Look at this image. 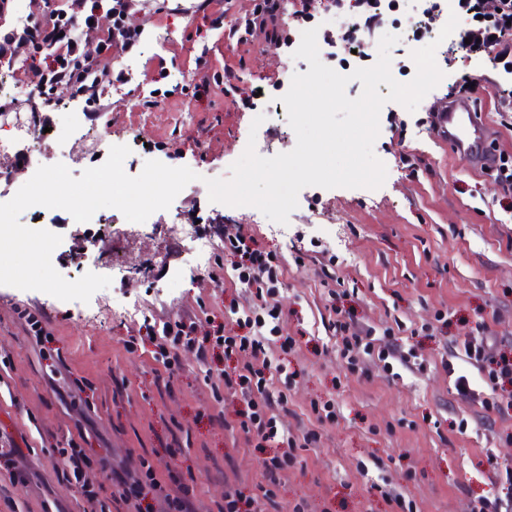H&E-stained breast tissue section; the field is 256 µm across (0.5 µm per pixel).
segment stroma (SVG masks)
Wrapping results in <instances>:
<instances>
[{"label":"stroma","mask_w":512,"mask_h":512,"mask_svg":"<svg viewBox=\"0 0 512 512\" xmlns=\"http://www.w3.org/2000/svg\"><path fill=\"white\" fill-rule=\"evenodd\" d=\"M255 2L227 0L220 30L191 14L192 0H166L156 16L133 14L141 42L116 64L127 81L103 85L105 109L94 118L83 117L84 102L71 89H55L57 111L82 116L75 136L90 143L106 131L129 147L128 175L158 160L189 167L200 180L143 223L100 209L97 228L113 244L106 261L114 284L89 303L0 286V356L10 358L0 365V449L14 462L0 467V512H84L79 487L57 475L63 462L56 450L71 437L114 462L131 451L146 455L164 484L173 474L193 476L198 512H213L230 485L258 495L273 451L232 429L239 397L216 402L205 366L190 352L182 353L172 387H159L164 368L150 349L125 348L144 320L202 309L221 322L231 303L251 305L250 293L231 285L233 271L222 264L233 226L288 259L279 327L297 344L290 354L275 347L270 355L287 357L297 377L288 386L274 383L288 396L278 424L295 437L310 429L321 435L317 446L298 450L277 490L275 512H293L300 503L305 512H473L480 497L501 494L497 469L512 467L506 455L512 413L461 401L446 365L481 319L498 346L512 352V207L500 205L503 191L488 174L422 123L426 107L441 101L449 84L498 73L489 61L473 63L440 44L435 59L444 85L416 111L398 104L380 113L374 153L387 168L382 187H305L284 225L253 207L228 210L210 202L205 181L229 178L244 137L256 132L274 154L291 151L297 141L283 112L251 127L285 89L288 67L300 65L263 32L245 46L229 39L227 25ZM204 49L211 70L230 66L236 76L199 102L192 97L200 79L194 59ZM62 217L45 209L22 213L20 221L59 226L62 242L52 264L72 281L91 271L94 256L83 249L84 225H64ZM173 224L185 235L171 234ZM195 239L211 248L198 271L189 268ZM313 245L338 255L335 288L344 307L376 334L396 328L403 347L413 348L415 366L395 377L377 360L346 369L336 337L323 326L329 311L319 265L298 268L291 261ZM78 250L80 264L70 265V252ZM24 309L49 315V346L59 352L54 362L43 359L23 329L17 313ZM328 400L335 401L337 418L318 422L313 407ZM175 436L185 451L174 457L166 445ZM16 469L24 475L17 485ZM392 492L403 495L404 505L389 500Z\"/></svg>","instance_id":"stroma-1"}]
</instances>
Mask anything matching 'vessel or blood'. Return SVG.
<instances>
[{
  "label": "vessel or blood",
  "mask_w": 512,
  "mask_h": 512,
  "mask_svg": "<svg viewBox=\"0 0 512 512\" xmlns=\"http://www.w3.org/2000/svg\"><path fill=\"white\" fill-rule=\"evenodd\" d=\"M434 121L457 155L474 167H483L491 150V130L482 120L472 100L451 98L435 110Z\"/></svg>",
  "instance_id": "obj_1"
}]
</instances>
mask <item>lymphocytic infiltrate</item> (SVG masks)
Masks as SVG:
<instances>
[{"label": "lymphocytic infiltrate", "mask_w": 512, "mask_h": 512, "mask_svg": "<svg viewBox=\"0 0 512 512\" xmlns=\"http://www.w3.org/2000/svg\"><path fill=\"white\" fill-rule=\"evenodd\" d=\"M141 0H31L32 11L24 20L0 30V65L12 69L17 79L28 73L39 76L37 92L51 96L60 85L69 87L74 96L83 98L87 111H99V89L103 84L124 81L115 72L116 59L129 54L141 39V28L132 26L128 17L137 12ZM313 0H258L251 13L239 18L234 26L238 42H247L255 31H264L269 42L290 45V36L275 25L284 7L295 14H310ZM457 8L467 18L465 27L455 33L456 43L477 59L488 60L502 74L512 73V0H459ZM110 25L100 28V18ZM224 253L231 256V267L239 284L251 288L258 300L256 307L242 312L232 326L216 325L197 316H181L163 322L161 327L144 324V337L155 340L158 354L168 373L180 366V353L194 352L199 362H207L211 350L222 349L225 358L241 352L250 353L251 362L221 370L227 389L240 392L245 404L238 413V426L257 443L281 439L278 415L288 409L284 393H271L268 382L272 373H283V365L272 364L267 357L271 337H278L281 349L293 348L294 337L280 335L278 322L283 314L275 301L280 290L284 263L276 252L263 249L253 235L236 233L224 239ZM327 328L340 340V355L348 369H355L364 357L380 361L394 360L400 365L411 363V352L400 347L378 345L372 328L358 322L352 312L332 307ZM475 335L459 345L465 363L476 366L488 388L478 394L465 372L454 378L457 395L465 400L480 399L485 409L504 413L512 407V358L497 351L487 336V325L475 324ZM318 439L306 432L302 441L285 439L287 449L273 455L266 463V484L262 498L274 505L275 489L282 471L294 460L298 447H312ZM70 470L65 480L79 483L90 508H97L102 480H110L114 501L143 503L157 485L152 466L140 455H129L122 468H115L105 457H94L77 445L59 449Z\"/></svg>", "instance_id": "f902f5d3"}]
</instances>
